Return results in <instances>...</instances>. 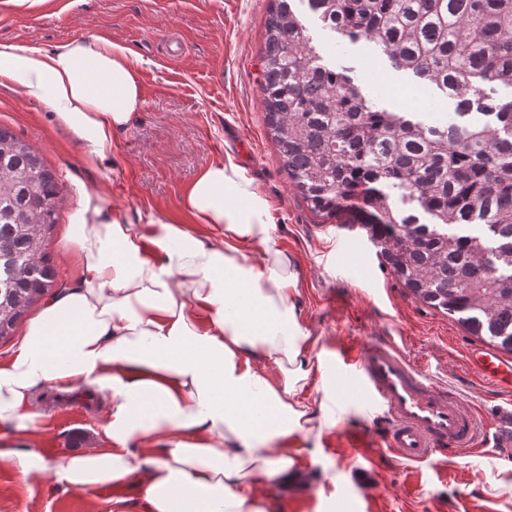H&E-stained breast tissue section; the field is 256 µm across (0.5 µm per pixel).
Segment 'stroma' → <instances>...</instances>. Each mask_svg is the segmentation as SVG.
Here are the masks:
<instances>
[{
  "instance_id": "1",
  "label": "stroma",
  "mask_w": 512,
  "mask_h": 512,
  "mask_svg": "<svg viewBox=\"0 0 512 512\" xmlns=\"http://www.w3.org/2000/svg\"><path fill=\"white\" fill-rule=\"evenodd\" d=\"M12 15L0 23V41L51 47L104 36L141 61L144 103L129 128L114 139L112 155L91 163L48 106L0 84V126L40 152L63 186L58 222L47 253L57 290L77 286L80 270L64 246L84 192L100 194L136 221L183 218L188 186L209 165L233 162L267 200L273 242L295 261L301 324L317 338L326 381L341 397L336 425L302 441L295 454L310 475L298 488L276 478L262 487L277 512H512V447L475 450L406 464L384 448H359L372 414L349 395L342 355L386 337L426 361L434 380L456 390L481 416L512 404L468 361L481 344L454 318L416 299L376 256L351 212L333 218L313 213L279 160L260 93L264 26L271 0H67L46 10L42 0H0ZM300 16L327 65L349 69L373 102L418 112L435 99L415 81L407 102H397L361 70L369 42L350 43L325 29L300 5ZM109 394L46 389L35 398L47 432L33 450L55 459L104 447ZM137 481L123 489L77 490L53 473L23 478L0 464V512H143Z\"/></svg>"
}]
</instances>
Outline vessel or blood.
I'll list each match as a JSON object with an SVG mask.
<instances>
[{
	"instance_id": "b4317fda",
	"label": "vessel or blood",
	"mask_w": 512,
	"mask_h": 512,
	"mask_svg": "<svg viewBox=\"0 0 512 512\" xmlns=\"http://www.w3.org/2000/svg\"><path fill=\"white\" fill-rule=\"evenodd\" d=\"M356 398L374 414L384 444L399 460L420 463L472 447L484 432L481 416L448 386L432 380L425 366L412 361L394 340L386 339L349 359ZM470 364L500 390L512 394V360L475 350Z\"/></svg>"
}]
</instances>
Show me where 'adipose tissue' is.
I'll return each mask as SVG.
<instances>
[{
    "label": "adipose tissue",
    "instance_id": "ef3b65f1",
    "mask_svg": "<svg viewBox=\"0 0 512 512\" xmlns=\"http://www.w3.org/2000/svg\"><path fill=\"white\" fill-rule=\"evenodd\" d=\"M0 80L51 107L91 161L111 155L143 104L138 59L105 37L0 42ZM182 206L188 222L138 224L84 193L66 233L81 280L0 362V461L77 489L137 479L144 512H272L263 478L303 481L293 450L335 426L336 391L304 395L323 362L296 313L294 261L272 244L252 183L213 164ZM47 386L108 391L107 447L55 461L30 449L31 401Z\"/></svg>",
    "mask_w": 512,
    "mask_h": 512
}]
</instances>
